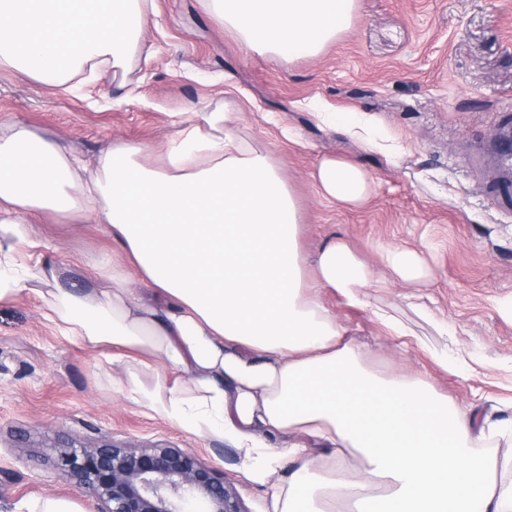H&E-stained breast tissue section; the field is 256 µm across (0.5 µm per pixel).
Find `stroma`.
<instances>
[{"label":"stroma","instance_id":"stroma-1","mask_svg":"<svg viewBox=\"0 0 512 512\" xmlns=\"http://www.w3.org/2000/svg\"><path fill=\"white\" fill-rule=\"evenodd\" d=\"M357 16L320 54L290 61L248 50L206 8V0H156L123 86L70 77L39 83L0 67V135L12 123L44 131L94 166L112 145L166 146L202 113L230 110L252 148L269 153L302 214V246L315 257L340 235L386 288L370 302L393 305L428 345L449 346L482 363L463 378L434 372L461 405L512 417V168L492 138L512 126V0H357ZM361 122L349 132L331 113ZM340 155L373 178L356 206L325 199L312 173ZM43 258L87 274V260L111 255L102 225L44 212L29 218ZM418 250L429 277L392 278L378 248ZM326 305L369 362L415 372L429 363L416 346L384 336L367 311ZM428 307L448 323L440 335ZM33 292L0 304V512H28L47 498H91L61 480L57 455L71 444L110 440L163 444L199 454L224 473L246 512H268L270 490L247 482L235 448L153 416L126 391L122 363L66 339Z\"/></svg>","mask_w":512,"mask_h":512}]
</instances>
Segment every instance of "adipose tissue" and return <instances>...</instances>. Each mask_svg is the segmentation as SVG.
<instances>
[{
    "instance_id": "obj_1",
    "label": "adipose tissue",
    "mask_w": 512,
    "mask_h": 512,
    "mask_svg": "<svg viewBox=\"0 0 512 512\" xmlns=\"http://www.w3.org/2000/svg\"><path fill=\"white\" fill-rule=\"evenodd\" d=\"M250 49L276 58L320 53L354 20L356 0H207ZM153 0H0V66L44 82L83 70L128 69ZM211 112L182 127L159 165L147 145L108 147L90 177L50 135L16 123L0 136V303L29 285L67 338L119 350L126 391L188 433L229 443L253 485H272L271 512H512L498 453L477 438L505 420L457 407L429 373L382 374L324 301L368 308L389 336L411 332L390 306L367 304L369 268L334 236L315 263L300 245L299 209L269 156ZM313 179L328 199L357 205L370 174L341 157ZM51 212L103 225L118 245L112 285L73 280L49 262L19 263L16 243L41 248L27 222ZM135 271L150 292L126 286ZM168 370L144 380L151 362ZM291 437L288 453L272 441ZM357 457L360 470L346 462ZM277 484H270L272 475Z\"/></svg>"
}]
</instances>
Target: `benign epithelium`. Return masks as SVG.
Wrapping results in <instances>:
<instances>
[{
    "mask_svg": "<svg viewBox=\"0 0 512 512\" xmlns=\"http://www.w3.org/2000/svg\"><path fill=\"white\" fill-rule=\"evenodd\" d=\"M62 479L95 499L97 512H245L224 476L182 448L114 441L66 447Z\"/></svg>",
    "mask_w": 512,
    "mask_h": 512,
    "instance_id": "7a95c632",
    "label": "benign epithelium"
}]
</instances>
